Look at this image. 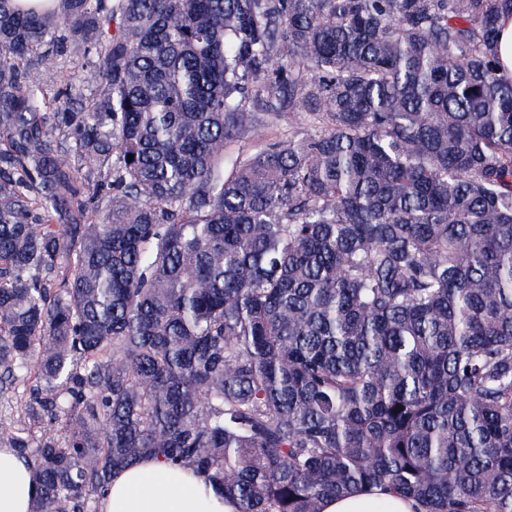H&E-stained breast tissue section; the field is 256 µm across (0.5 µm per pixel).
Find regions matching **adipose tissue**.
<instances>
[{"mask_svg":"<svg viewBox=\"0 0 512 512\" xmlns=\"http://www.w3.org/2000/svg\"><path fill=\"white\" fill-rule=\"evenodd\" d=\"M37 493L33 471L24 458L0 448V512H29ZM415 501L397 493L364 488L322 502L321 512H415ZM205 475L157 459L145 458L112 476L101 512H235Z\"/></svg>","mask_w":512,"mask_h":512,"instance_id":"1","label":"adipose tissue"}]
</instances>
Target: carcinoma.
Segmentation results:
<instances>
[{"instance_id":"carcinoma-1","label":"carcinoma","mask_w":512,"mask_h":512,"mask_svg":"<svg viewBox=\"0 0 512 512\" xmlns=\"http://www.w3.org/2000/svg\"><path fill=\"white\" fill-rule=\"evenodd\" d=\"M61 3L0 0V444L32 512H99L145 457L237 512H512V0ZM65 44L91 98L48 112L24 70ZM498 50L502 62V73L512 77V20L506 21L501 27ZM415 501L380 488H364L347 496L328 498L321 512H415Z\"/></svg>"}]
</instances>
